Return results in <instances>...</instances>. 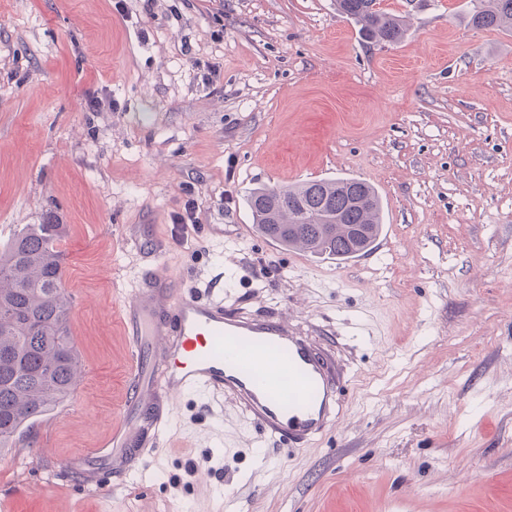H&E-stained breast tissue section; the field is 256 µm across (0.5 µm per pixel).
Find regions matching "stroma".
Here are the masks:
<instances>
[{
	"label": "stroma",
	"instance_id": "obj_1",
	"mask_svg": "<svg viewBox=\"0 0 512 512\" xmlns=\"http://www.w3.org/2000/svg\"><path fill=\"white\" fill-rule=\"evenodd\" d=\"M468 2L378 0L406 29L383 47L334 0H0V246L66 225L83 368L0 456L13 512H512V32ZM342 176L378 192L383 250L339 264L255 232L251 189ZM153 250L178 287L332 344L337 425L283 445L185 396L135 461L152 408L129 402L123 308Z\"/></svg>",
	"mask_w": 512,
	"mask_h": 512
}]
</instances>
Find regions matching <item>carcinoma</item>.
I'll use <instances>...</instances> for the list:
<instances>
[{"label":"carcinoma","instance_id":"cac0c4a2","mask_svg":"<svg viewBox=\"0 0 512 512\" xmlns=\"http://www.w3.org/2000/svg\"><path fill=\"white\" fill-rule=\"evenodd\" d=\"M475 28L512 30V0H471ZM367 43L395 44L399 19L377 0H336ZM247 203L257 234L312 257L344 261L368 254L382 234V204L370 184L347 177L298 186L257 187ZM64 224H33L0 249V453L31 447L33 427L72 394L81 360L70 334L57 242Z\"/></svg>","mask_w":512,"mask_h":512}]
</instances>
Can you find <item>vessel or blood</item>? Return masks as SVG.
Returning a JSON list of instances; mask_svg holds the SVG:
<instances>
[{
	"mask_svg": "<svg viewBox=\"0 0 512 512\" xmlns=\"http://www.w3.org/2000/svg\"><path fill=\"white\" fill-rule=\"evenodd\" d=\"M124 311L132 402L224 395L271 438L296 445L334 427L350 378L290 323L229 312L220 302L181 291L161 264L127 296ZM146 336L156 343L147 384L139 371Z\"/></svg>",
	"mask_w": 512,
	"mask_h": 512,
	"instance_id": "vessel-or-blood-1",
	"label": "vessel or blood"
}]
</instances>
